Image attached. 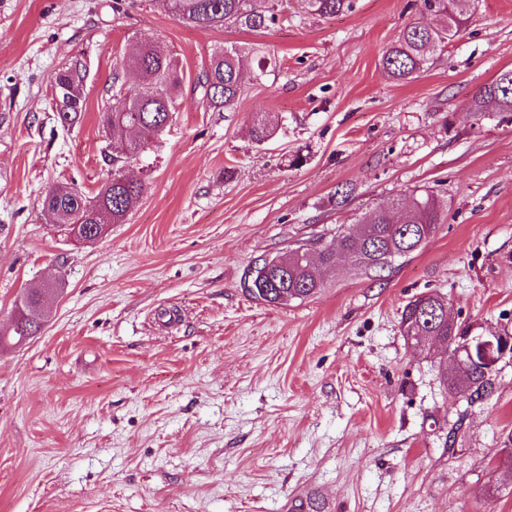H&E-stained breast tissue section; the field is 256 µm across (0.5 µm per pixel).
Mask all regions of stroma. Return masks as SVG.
<instances>
[{
	"mask_svg": "<svg viewBox=\"0 0 512 512\" xmlns=\"http://www.w3.org/2000/svg\"><path fill=\"white\" fill-rule=\"evenodd\" d=\"M460 7L457 37L396 82L380 59L416 0L325 17L278 0L259 31L197 28L161 0H0V330L22 292L62 283L43 332L0 349V512H512L496 472L512 362L467 405L399 324L438 293L461 326L512 334V112L469 108L512 68V0ZM140 38L178 63L176 112L125 166L144 186L125 223L78 244L41 199L106 180L100 116ZM227 44L271 65L259 78L247 61L243 96L216 112L197 78ZM74 61L83 109L65 126L54 81ZM257 112L282 117L260 146ZM423 187L445 219L391 268L327 270L286 307L243 291L257 259Z\"/></svg>",
	"mask_w": 512,
	"mask_h": 512,
	"instance_id": "stroma-1",
	"label": "stroma"
}]
</instances>
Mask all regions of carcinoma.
<instances>
[{
	"instance_id": "cac0c4a2",
	"label": "carcinoma",
	"mask_w": 512,
	"mask_h": 512,
	"mask_svg": "<svg viewBox=\"0 0 512 512\" xmlns=\"http://www.w3.org/2000/svg\"><path fill=\"white\" fill-rule=\"evenodd\" d=\"M459 0H420L421 19L406 25L397 40L382 54L381 64L388 76L399 82L410 80L427 66L436 48L449 43L459 33L462 13ZM308 12L333 16L352 9V0H304ZM172 16L200 28L235 27L258 31L277 22L275 0H166ZM243 56L235 45L215 52L199 85L206 105L214 110L234 106L243 94ZM138 75L161 88V94L142 92L125 80ZM180 85L177 64L151 39H142L137 49L117 61L112 77L117 105L103 113L102 126L112 139V171L108 180L90 198L67 186L49 188L42 208L53 223L67 232L84 234L97 224H121L138 203L143 185L125 177V160L138 155L164 131L175 109ZM56 108L63 125H71L81 115L83 75L79 63H72L55 78ZM473 112H512V68L500 71L483 87L471 104ZM281 119L272 112H258L250 127L251 140L260 145L271 139ZM447 204L434 191L418 189L405 201L395 199L388 208L376 207L360 221V234L342 231L330 245L297 244L287 256L269 255L251 264L244 276V291L261 303L288 306L318 294L324 283L321 272L327 267L358 266L381 271L396 257L414 252L444 220ZM59 283L49 281L25 291L15 302L16 316L11 328L0 333V347L20 346L40 332L37 308L45 296L58 291ZM400 330L407 344L417 347L428 336L448 343L465 335L448 318V301L438 294H424L408 301L400 313ZM441 382L451 393L481 397L493 388V373L468 363L448 368L440 360ZM501 481L512 484V436L504 440Z\"/></svg>"
}]
</instances>
